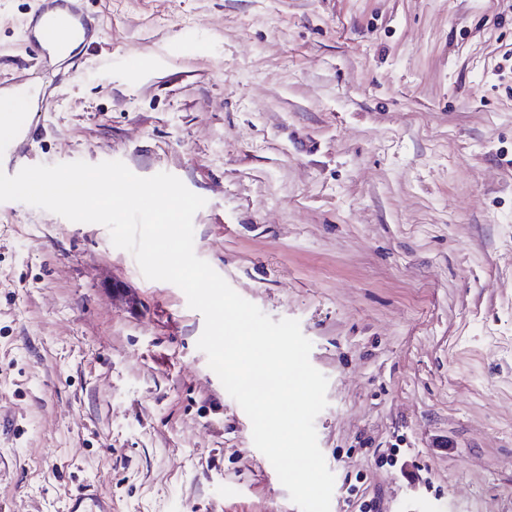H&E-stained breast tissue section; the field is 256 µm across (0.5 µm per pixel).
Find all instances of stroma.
<instances>
[{"label": "stroma", "mask_w": 512, "mask_h": 512, "mask_svg": "<svg viewBox=\"0 0 512 512\" xmlns=\"http://www.w3.org/2000/svg\"><path fill=\"white\" fill-rule=\"evenodd\" d=\"M0 0L30 163L122 161L206 204L194 252L298 320L331 512H512V0ZM83 73L70 78L73 62ZM0 216V512H299L174 284L100 224ZM86 0H72L64 14L43 8L30 23L33 35L31 42L38 49L64 52L75 40L84 42L103 39L107 35L99 20L92 23L85 11ZM67 512H112L102 494L94 486H86L77 489L74 493H68Z\"/></svg>", "instance_id": "stroma-1"}]
</instances>
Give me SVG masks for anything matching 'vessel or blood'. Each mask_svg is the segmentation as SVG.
Returning a JSON list of instances; mask_svg holds the SVG:
<instances>
[{"label": "vessel or blood", "mask_w": 512, "mask_h": 512, "mask_svg": "<svg viewBox=\"0 0 512 512\" xmlns=\"http://www.w3.org/2000/svg\"><path fill=\"white\" fill-rule=\"evenodd\" d=\"M85 0H71L66 13L60 14L52 9H42L31 22L33 35L31 41L38 49L63 52L75 40H99L105 38L107 30L102 22H91L85 7ZM38 119L34 112H1L0 126H6L7 135L0 137V154L9 155L6 166L7 175L17 174L26 162L15 155L14 146L24 130L33 126ZM67 512H112L96 487L86 486L67 496Z\"/></svg>", "instance_id": "1"}]
</instances>
